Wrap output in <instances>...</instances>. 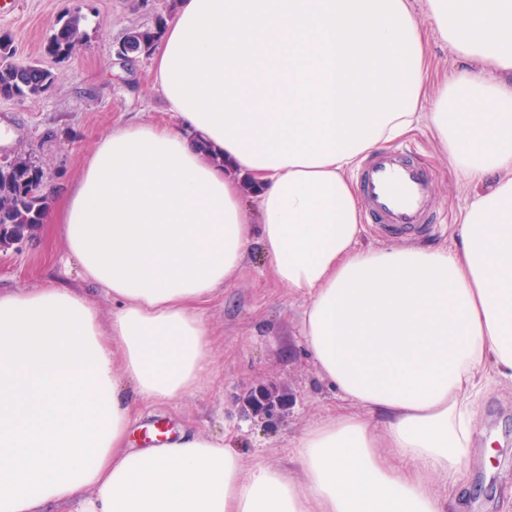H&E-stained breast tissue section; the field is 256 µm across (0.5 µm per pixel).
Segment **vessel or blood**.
<instances>
[{
  "instance_id": "obj_1",
  "label": "vessel or blood",
  "mask_w": 512,
  "mask_h": 512,
  "mask_svg": "<svg viewBox=\"0 0 512 512\" xmlns=\"http://www.w3.org/2000/svg\"><path fill=\"white\" fill-rule=\"evenodd\" d=\"M356 185L367 222L381 232L412 234L429 228L433 218L432 177L410 156H371L358 171Z\"/></svg>"
}]
</instances>
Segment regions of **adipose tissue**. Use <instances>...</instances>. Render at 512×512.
<instances>
[{
  "label": "adipose tissue",
  "instance_id": "ef3b65f1",
  "mask_svg": "<svg viewBox=\"0 0 512 512\" xmlns=\"http://www.w3.org/2000/svg\"><path fill=\"white\" fill-rule=\"evenodd\" d=\"M178 0L150 68L174 122L113 127L45 213L85 280L0 293V512H458L490 385L512 382V0ZM426 111L468 194L440 244L363 247L347 177ZM307 302L335 410L292 465L228 436L132 448L210 381L205 306L251 251ZM411 7L420 20H426V0H410ZM425 22V32L429 41V60H430V81L441 78L455 63L454 58L448 46L439 40L437 35Z\"/></svg>",
  "mask_w": 512,
  "mask_h": 512
}]
</instances>
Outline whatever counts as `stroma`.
<instances>
[{
    "instance_id": "obj_1",
    "label": "stroma",
    "mask_w": 512,
    "mask_h": 512,
    "mask_svg": "<svg viewBox=\"0 0 512 512\" xmlns=\"http://www.w3.org/2000/svg\"><path fill=\"white\" fill-rule=\"evenodd\" d=\"M15 14L1 18L20 61L38 60L55 75L51 90L34 99L0 98V161L27 152L42 166L54 192L81 173L97 142L116 124L164 117V102L149 80L150 58L126 64L114 55L132 28L152 24L166 0H18ZM82 16L83 46L71 58L45 56L43 46L62 14ZM434 173L439 222L414 236L380 235L365 229L362 246H398L447 239L464 196L463 181L443 154L427 122L402 139ZM64 283L93 301L102 323L116 309L104 289L85 282L58 231L41 225L34 237L0 250V291ZM306 301L274 285L259 254L205 309L213 330L215 372L202 389L144 409L136 437L150 430L203 436L229 434L245 464H287L290 442L338 401L296 335ZM271 397V410L257 398ZM461 512H502L512 484V385L487 390L478 402L477 433L467 461Z\"/></svg>"
}]
</instances>
